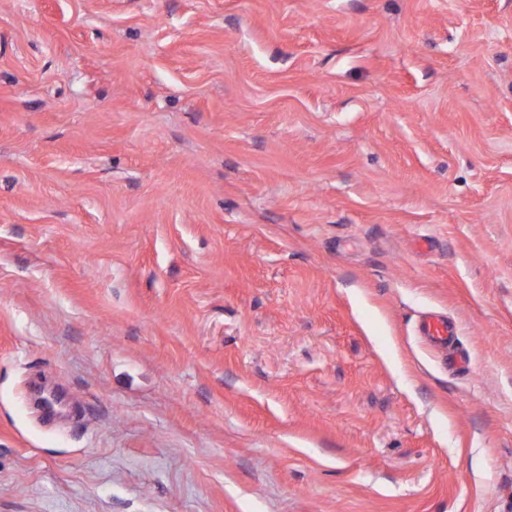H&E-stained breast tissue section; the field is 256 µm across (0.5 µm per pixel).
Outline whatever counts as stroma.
I'll use <instances>...</instances> for the list:
<instances>
[{
  "label": "stroma",
  "instance_id": "35a3bbf8",
  "mask_svg": "<svg viewBox=\"0 0 512 512\" xmlns=\"http://www.w3.org/2000/svg\"><path fill=\"white\" fill-rule=\"evenodd\" d=\"M0 512H512V0H0ZM419 332L430 342L446 346L453 364L461 368L462 356L455 345L457 332L448 319L441 315H429L420 323Z\"/></svg>",
  "mask_w": 512,
  "mask_h": 512
}]
</instances>
